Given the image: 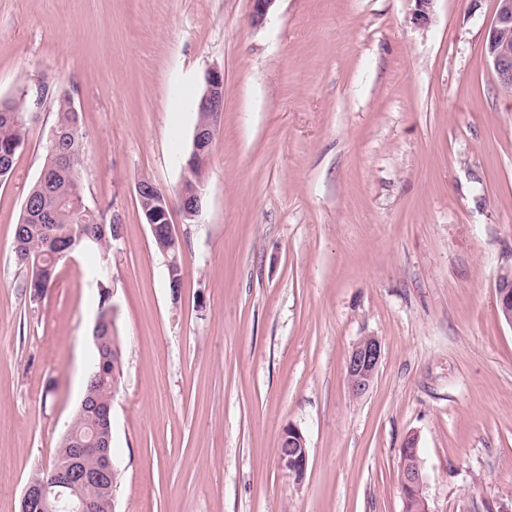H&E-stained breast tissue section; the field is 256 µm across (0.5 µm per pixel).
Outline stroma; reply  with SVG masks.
<instances>
[{"label":"stroma","instance_id":"35a3bbf8","mask_svg":"<svg viewBox=\"0 0 512 512\" xmlns=\"http://www.w3.org/2000/svg\"><path fill=\"white\" fill-rule=\"evenodd\" d=\"M0 0V100L28 104L0 180V512H20L83 396L101 290L123 385L115 512H404L416 437L430 512H512V92L484 57L494 0ZM221 131L202 209L171 219L183 285L136 185L175 195L211 69ZM85 133V201L123 228L60 262L39 303L12 252L53 98ZM378 337L369 392L345 377ZM298 427L301 482L276 448ZM498 312L505 315V322L512 326V269L501 273L495 285ZM381 357V342L375 336L362 337L353 346L345 364L347 385L352 396L359 398L370 390Z\"/></svg>","mask_w":512,"mask_h":512}]
</instances>
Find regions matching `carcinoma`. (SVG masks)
<instances>
[{
	"label": "carcinoma",
	"mask_w": 512,
	"mask_h": 512,
	"mask_svg": "<svg viewBox=\"0 0 512 512\" xmlns=\"http://www.w3.org/2000/svg\"><path fill=\"white\" fill-rule=\"evenodd\" d=\"M0 104L12 106L10 111H0V178H3L12 171L16 155L24 143L26 101L21 98ZM55 128L60 134V152L65 154V160L60 164L51 154H46L42 174L28 192L14 227L16 262L24 267L38 259L42 262L39 281L29 283L32 302L40 301L55 282L59 260L54 253L70 250L76 254L95 246L106 254L118 231L106 214L85 204L80 175L84 133L81 120L69 111L66 97L57 100ZM152 238L161 253L169 257L174 254L167 225H157V233ZM93 340L95 366L86 379L84 397L60 442L54 463L39 474L44 480L51 479L68 464L73 449L89 440L93 433L104 438L112 431V424L105 419L103 411L112 406L122 378V365L116 354L120 350L119 340L112 333V322L100 324ZM113 487L112 483H91L83 487L82 494L98 505L97 512H107Z\"/></svg>",
	"instance_id": "carcinoma-1"
}]
</instances>
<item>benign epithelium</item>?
<instances>
[{
	"instance_id": "1",
	"label": "benign epithelium",
	"mask_w": 512,
	"mask_h": 512,
	"mask_svg": "<svg viewBox=\"0 0 512 512\" xmlns=\"http://www.w3.org/2000/svg\"><path fill=\"white\" fill-rule=\"evenodd\" d=\"M276 0H250V21L261 26ZM495 12L488 28L483 51L492 67L500 86L512 91V0H494ZM198 112L203 122L194 132L193 154L208 153V141L221 124L224 112V73L212 70L207 74L206 87L199 104ZM193 163L188 161L183 167L181 183L180 212L186 219L196 218L202 206L203 186L192 182ZM138 201L147 203L144 212L150 224L171 223V205L155 191L152 181L143 179L136 186ZM497 309L505 315V322L512 326V270L500 274L495 285ZM382 357L380 340L375 336L362 337L351 349L345 364L347 385L352 396L359 398L369 390L377 374ZM412 459L400 465V487L404 493L416 497L417 512H429L428 504L422 495V476L417 453V440H411ZM90 454L101 459V466L88 468L84 460ZM277 457L279 467L285 475H295L303 479L308 467L309 454L306 439L301 430L288 426L280 435ZM116 475L113 462L102 441L93 437L88 447L74 449L71 462L52 481L32 479L21 499V512H95L96 504L85 499L81 488L94 482L110 481Z\"/></svg>"
}]
</instances>
